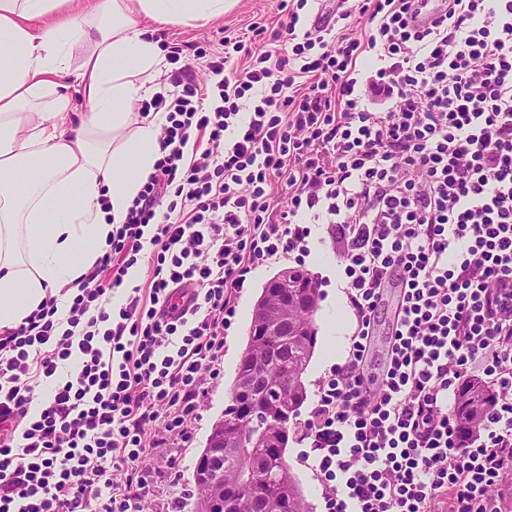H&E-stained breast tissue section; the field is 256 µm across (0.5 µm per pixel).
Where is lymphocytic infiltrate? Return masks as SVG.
<instances>
[{"label": "lymphocytic infiltrate", "mask_w": 512, "mask_h": 512, "mask_svg": "<svg viewBox=\"0 0 512 512\" xmlns=\"http://www.w3.org/2000/svg\"><path fill=\"white\" fill-rule=\"evenodd\" d=\"M282 0L279 47L224 37L190 80L169 51L155 171L73 296L0 334V512H130L161 441L197 414L234 298L258 266L335 225L356 329L298 432L328 512H512V0H337L331 22ZM206 146L192 158L191 132ZM286 202L276 206L277 192ZM148 290L112 306L131 267ZM399 290L380 374L366 367L385 288ZM79 356L77 376L64 374ZM482 381L476 440L448 399ZM53 387L39 419L27 407Z\"/></svg>", "instance_id": "lymphocytic-infiltrate-1"}]
</instances>
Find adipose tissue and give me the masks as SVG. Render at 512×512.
I'll return each mask as SVG.
<instances>
[{"instance_id":"1","label":"adipose tissue","mask_w":512,"mask_h":512,"mask_svg":"<svg viewBox=\"0 0 512 512\" xmlns=\"http://www.w3.org/2000/svg\"><path fill=\"white\" fill-rule=\"evenodd\" d=\"M68 0H0V332L50 296L66 318L160 156L164 113L136 115L164 52L143 19L223 15L228 0H99L33 32ZM77 88L85 111L72 109Z\"/></svg>"}]
</instances>
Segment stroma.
<instances>
[{"label":"stroma","instance_id":"stroma-1","mask_svg":"<svg viewBox=\"0 0 512 512\" xmlns=\"http://www.w3.org/2000/svg\"><path fill=\"white\" fill-rule=\"evenodd\" d=\"M285 15L280 0H234L220 18L209 22L191 21L164 26L168 46L179 49L182 63L188 64L198 81H212L200 56L209 43L227 35H244L252 24L278 28ZM308 251L300 258L303 269L319 281L322 298L315 315L317 346L314 357L303 375L307 399L300 417H307L317 399L320 382L330 369L342 363L355 329V318L346 300L340 275L339 258L333 248V227L315 224L307 244ZM286 259L268 261L254 270L250 285L236 300V315L224 337V353L217 378L206 379L201 387L198 417L186 439H171L169 444L153 449V493L139 505V512H194L197 500L194 469L213 423L221 417L228 404V391L235 376L239 357L247 342V333L254 304L266 282L279 270L289 267ZM301 445L289 438L285 457L297 477L312 512H327L320 484L309 466L300 459Z\"/></svg>","mask_w":512,"mask_h":512}]
</instances>
